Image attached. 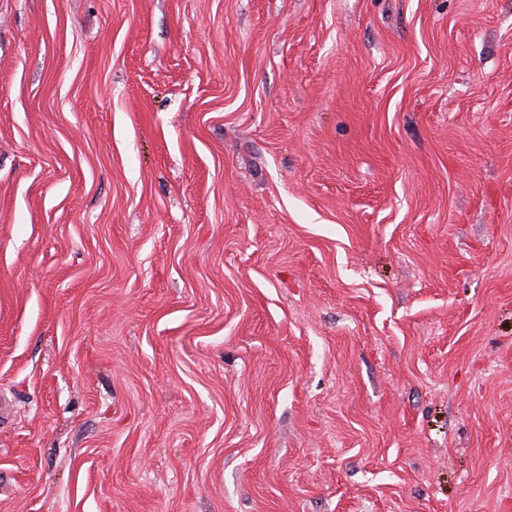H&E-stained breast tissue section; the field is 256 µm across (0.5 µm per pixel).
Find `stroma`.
<instances>
[{
  "label": "stroma",
  "mask_w": 512,
  "mask_h": 512,
  "mask_svg": "<svg viewBox=\"0 0 512 512\" xmlns=\"http://www.w3.org/2000/svg\"><path fill=\"white\" fill-rule=\"evenodd\" d=\"M0 512H512V0H0Z\"/></svg>",
  "instance_id": "stroma-1"
}]
</instances>
